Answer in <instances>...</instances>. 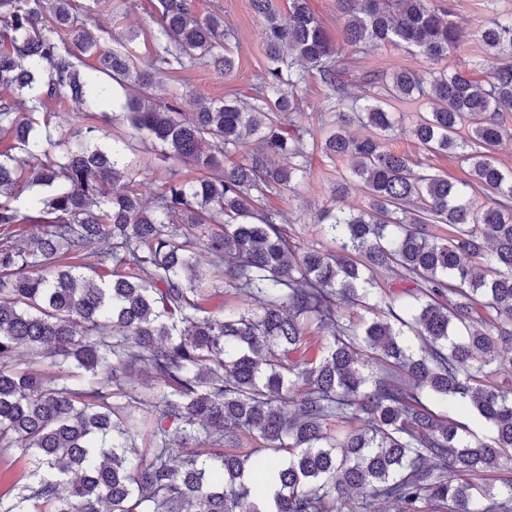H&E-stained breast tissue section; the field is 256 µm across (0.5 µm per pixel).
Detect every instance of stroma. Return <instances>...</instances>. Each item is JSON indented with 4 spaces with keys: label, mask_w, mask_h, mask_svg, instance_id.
I'll return each instance as SVG.
<instances>
[{
    "label": "stroma",
    "mask_w": 512,
    "mask_h": 512,
    "mask_svg": "<svg viewBox=\"0 0 512 512\" xmlns=\"http://www.w3.org/2000/svg\"><path fill=\"white\" fill-rule=\"evenodd\" d=\"M75 4L80 20L92 35L99 38L102 46H123L132 50L140 61H149L153 53L151 37L158 28L157 0H134L127 15L117 22L112 19L110 0H75ZM193 5L200 15H223L232 31L224 48L234 57L236 68L227 75L201 61H193L185 68L161 77L157 89L151 92L152 97L164 98L176 90L209 101L231 98L241 106H253L254 85L265 68L266 58L260 38V24L252 12L250 0H193ZM307 98L309 107L300 114L297 124L305 143L319 144L336 120L335 103L316 83L311 85ZM61 105L67 116L52 120L50 130L54 138L73 140L78 137L80 130L102 126L112 138L128 139L130 155L137 160L139 177L144 181L142 192L145 201H152L170 174L195 177L196 172L190 166L164 159L160 149L151 142L129 139V127L123 117H114L111 123L106 124L102 121L99 107L80 104L68 98L63 99ZM345 171V163L327 156L318 148L311 156L308 178L295 191L270 199V207L280 213L279 224L302 248L329 250L330 244L320 232L316 214L324 203L329 202L333 184Z\"/></svg>",
    "instance_id": "1"
}]
</instances>
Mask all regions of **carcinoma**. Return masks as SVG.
Instances as JSON below:
<instances>
[{
  "label": "carcinoma",
  "instance_id": "obj_1",
  "mask_svg": "<svg viewBox=\"0 0 512 512\" xmlns=\"http://www.w3.org/2000/svg\"><path fill=\"white\" fill-rule=\"evenodd\" d=\"M451 2L336 0L335 39L307 0H290L286 20L251 0L267 59L257 104L195 99L185 112L184 95L154 102L147 89L196 59L231 73L223 17L158 0L143 66L101 48L74 0H0V134L14 141L0 154V454L20 448L31 465L0 512H342L354 494L349 512H512V387L485 382L512 366V170L493 156L512 136V12L487 0L493 17L467 31ZM472 41L481 54L448 63ZM389 44L425 69H361L365 47ZM79 53L98 57L96 73L80 76ZM310 79L336 99L323 150L348 173L333 194L368 199L323 209L324 252L300 248L261 205L309 174L288 128ZM109 81L125 90L131 135L202 173L171 177L151 209L124 148L49 130L47 103H104ZM402 100L429 105L405 130L388 109ZM355 123L372 133L351 135ZM401 135L452 154L466 178L388 146ZM33 184L49 194L15 206ZM202 253L216 270L205 285ZM226 285L242 307L211 305ZM357 307L380 317L347 314ZM138 365L148 392L124 380ZM242 433L278 462L269 501L246 482L250 456L232 451Z\"/></svg>",
  "mask_w": 512,
  "mask_h": 512
}]
</instances>
